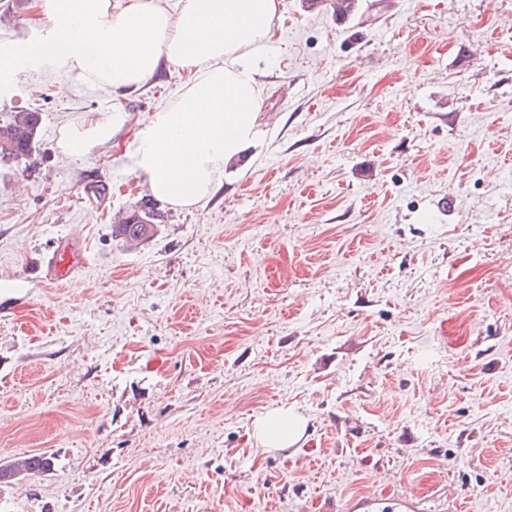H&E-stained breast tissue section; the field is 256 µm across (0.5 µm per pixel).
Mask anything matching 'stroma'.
<instances>
[{
  "mask_svg": "<svg viewBox=\"0 0 512 512\" xmlns=\"http://www.w3.org/2000/svg\"><path fill=\"white\" fill-rule=\"evenodd\" d=\"M0 0V120L40 111L32 167L0 161V465L49 474L0 512H329L447 496L512 512V0H279L251 58L260 133L154 236L112 235L144 197L131 126L59 144L107 89L24 63L49 7ZM187 74L129 92L164 108ZM108 188L89 204L85 186ZM89 263L45 283L53 239ZM285 408L299 441L255 427ZM305 423L288 409L268 414L259 424L258 436L262 445L270 448H288L303 435ZM53 470V456L40 453L24 457L8 465H0V484H9L17 476L46 474Z\"/></svg>",
  "mask_w": 512,
  "mask_h": 512,
  "instance_id": "obj_1",
  "label": "stroma"
}]
</instances>
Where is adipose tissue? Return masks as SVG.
Returning <instances> with one entry per match:
<instances>
[{"label": "adipose tissue", "instance_id": "obj_1", "mask_svg": "<svg viewBox=\"0 0 512 512\" xmlns=\"http://www.w3.org/2000/svg\"><path fill=\"white\" fill-rule=\"evenodd\" d=\"M276 0H52L54 37L27 47L77 79L112 91V115L87 116L69 136L76 143L111 140L134 121L135 167L159 201L192 206L212 195L226 164L254 139L260 84L248 64L273 35ZM189 74L182 94L164 110L130 118L125 95L157 76L163 63ZM305 423L288 410L259 424L262 445L287 448Z\"/></svg>", "mask_w": 512, "mask_h": 512}]
</instances>
